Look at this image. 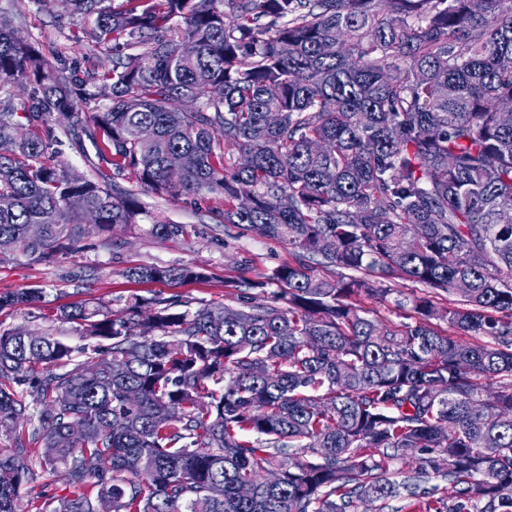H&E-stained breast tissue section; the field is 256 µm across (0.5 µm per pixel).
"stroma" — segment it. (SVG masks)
Segmentation results:
<instances>
[{
	"label": "stroma",
	"instance_id": "1",
	"mask_svg": "<svg viewBox=\"0 0 512 512\" xmlns=\"http://www.w3.org/2000/svg\"><path fill=\"white\" fill-rule=\"evenodd\" d=\"M65 7L53 0L41 8L27 0L23 13H16L13 0H0V20H10L22 35L48 57L71 55L78 34L76 26L65 21ZM150 217L188 228L186 237L167 240L150 234L147 221L85 240L78 252L46 261L24 258L0 261V295L25 288H41L47 296L43 303L0 311V327L24 326L34 331H52L69 344L80 345L79 336L69 325L56 320L60 307L95 299L112 310H121L131 295L144 298L179 296L191 308L221 302L234 305L235 285L253 280L263 273L291 263L293 254L287 244L244 232L229 224H219L204 212L201 204L182 197L160 199L146 193L138 195ZM192 263L206 268L205 281L178 285L134 283L123 276L124 270L146 264ZM398 297L361 299L364 316L386 325H396L412 314L413 298L423 296L419 285L393 280Z\"/></svg>",
	"mask_w": 512,
	"mask_h": 512
}]
</instances>
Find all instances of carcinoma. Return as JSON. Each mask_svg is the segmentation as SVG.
<instances>
[{"mask_svg":"<svg viewBox=\"0 0 512 512\" xmlns=\"http://www.w3.org/2000/svg\"><path fill=\"white\" fill-rule=\"evenodd\" d=\"M504 3L69 0L90 46L70 63L0 23V258L41 261L139 223L145 211L120 189L130 177L161 198L218 196L213 215L294 256L247 283L278 294H241L237 308L191 311L177 295H133L121 312L62 307L57 320L89 340L80 348L1 328L0 430L15 445L0 454V512H17L40 469L62 472L69 493L34 512H96L104 499L112 512H357L366 498L383 510L430 473L451 485L443 512H462V498L512 512ZM98 53L112 68L99 71ZM64 138L101 181L58 159ZM179 152L198 164L175 175L167 158ZM30 224L43 227L37 241ZM149 232L177 239L187 226L155 219ZM124 276L207 274L175 263ZM395 279L448 307L417 297L413 320L393 326L361 315V298L392 294ZM43 296L0 295V310ZM438 317L459 338L438 333ZM484 378L504 380L490 400ZM74 425L85 435L71 443ZM417 451L428 456L395 479L391 463ZM267 470L279 473L272 488Z\"/></svg>","mask_w":512,"mask_h":512,"instance_id":"obj_1","label":"carcinoma"}]
</instances>
